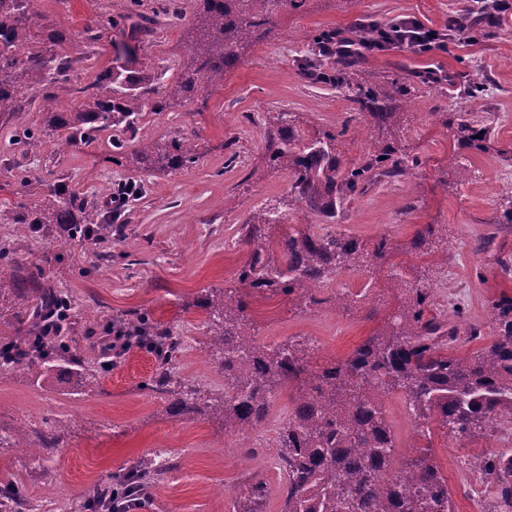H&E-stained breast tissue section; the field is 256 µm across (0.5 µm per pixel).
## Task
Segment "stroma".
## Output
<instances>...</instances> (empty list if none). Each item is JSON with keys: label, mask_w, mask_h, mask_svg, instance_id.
Listing matches in <instances>:
<instances>
[{"label": "stroma", "mask_w": 512, "mask_h": 512, "mask_svg": "<svg viewBox=\"0 0 512 512\" xmlns=\"http://www.w3.org/2000/svg\"><path fill=\"white\" fill-rule=\"evenodd\" d=\"M134 1L157 23L132 68L162 94L189 59L197 0H37L36 10L40 25L74 35L92 26L102 8L118 17ZM475 4L305 0L297 10L277 7L267 36L241 49L223 85L172 99L166 111L144 114L135 144L177 133L199 156L197 163L170 173L114 165L105 133L90 146L60 149L56 139L42 134L44 115L29 105V92H22L24 111L0 114V248H9L15 263L28 271H42L46 287L72 298L64 327L73 354H83L88 338L104 335L118 321L145 314L180 340L166 364L172 379L199 389L203 398L220 397L224 374L210 361L205 312L196 302L205 290L235 284L245 260L243 225L266 201L288 193V172L273 165L265 149V116L292 113L305 135L348 125L343 159L362 158L369 135L350 107L347 87L321 84L306 71L311 38L322 32L345 38L361 21L384 26L408 18L446 36L445 48L418 54L390 45L364 53L362 67L370 81L434 73L435 84L421 87L408 103V123L399 139L419 165L409 177L368 187L343 207L335 225L360 241L384 236L397 246L421 225H443L447 251L425 259L401 253L397 259L408 266L410 281L432 289L436 309L457 327L449 355L468 356L479 343L469 339L467 329L476 326L491 336L493 303L512 298V269H502L512 266V224L500 221L512 207V8L500 13L499 26L484 37L448 38L449 17ZM119 36L112 30L91 46L69 45L72 69L83 83L112 65L111 42ZM475 72L487 78L483 97L461 98L462 77ZM445 112H468L488 126L487 150L459 147L454 128L442 124ZM26 127L37 130V137L16 145ZM18 168L46 182L65 179L70 189L97 203L121 182L135 183L138 193L109 240L78 242L51 226L35 233L14 223L20 199L11 173ZM367 285L372 288L367 299L345 307L328 303L312 309L293 296L252 298L251 332L263 344L306 341L320 361L346 357L398 312L401 292L386 265L371 273L338 274L324 287L328 295L344 288L355 295ZM157 366L153 354L135 348L89 388L79 386L66 368L43 386L25 366L0 367V435L22 428L56 439L54 449L43 455L1 443L0 486L23 485L37 512H57L60 503L66 512H82L95 485L114 480L159 448L174 454L177 466L144 491L139 512H233L227 491L255 474L268 486L264 512H280L281 472L264 457L247 455L239 434L225 430L222 420L206 413L173 415L168 394L142 387ZM383 408L396 444L393 463L399 466L422 439L399 393L387 394ZM431 439L432 458L448 481L454 512H492L494 486L473 480L465 461L490 451L512 454V426L493 425L460 441L436 425Z\"/></svg>", "instance_id": "stroma-1"}]
</instances>
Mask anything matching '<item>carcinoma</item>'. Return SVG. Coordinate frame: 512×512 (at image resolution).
I'll return each instance as SVG.
<instances>
[{
	"label": "carcinoma",
	"instance_id": "cac0c4a2",
	"mask_svg": "<svg viewBox=\"0 0 512 512\" xmlns=\"http://www.w3.org/2000/svg\"><path fill=\"white\" fill-rule=\"evenodd\" d=\"M283 2L296 10L305 0H202L197 17L190 66L170 86L169 95L187 96L200 88L224 82V73L239 61L238 49L262 35L268 23L269 6ZM35 0H0V112H19L20 83L35 75L39 85V110L45 124L67 147L87 146L100 133L119 128L136 134L145 108L162 112L163 97H147L144 78L124 65L102 71L81 101L67 111L55 103V84L67 80L73 59L64 45L72 37L56 27L46 28L34 39ZM102 21L85 30V39L98 42L107 30L119 29L121 58L134 59L142 37L153 31L154 20L139 14L118 19L105 11ZM496 18L480 7L455 17V29L485 34L484 25ZM376 24L355 27L349 41L358 44L379 36ZM23 53H12V46ZM356 57L336 61V74L318 79L353 87L351 102L358 115L372 126L376 141L358 162L349 166L340 158L338 146L349 131L318 129L303 136L288 112H273L266 126V150L270 161L288 171V195L256 212L244 224L242 244L248 257L237 280L271 296L296 295L304 304L319 306L321 287L331 277L362 271L374 263L386 264L393 254L382 237L369 244L342 233H317L311 227L294 225L279 238L269 229L287 223V211L296 205L329 221L336 211L363 193L380 178L400 180L412 174L418 159L398 149L395 131L401 109L411 93L418 91L403 79L369 82L358 78ZM457 123V140L469 149L486 150L490 128L477 120L456 115L443 125ZM114 161L144 172H172L193 165L198 156L186 140L177 136L127 150L122 141H112ZM19 194L37 196L33 204H19L24 224H54L70 239L104 241L112 235L113 215L93 221L94 207L72 193L58 180L45 183L26 174L16 179ZM440 234L432 224L417 229L407 249L428 254L431 239ZM396 286L406 292L400 312L387 329L367 337L349 356L314 366L311 349L302 341L263 345L250 333V302L236 289L206 291L200 307L208 314L205 325L214 359L224 370V395L209 401L196 390L183 392L176 412H208L224 421V428L240 432L257 426L267 415L270 397L288 389L293 409L278 433L279 466L285 472L281 512H454L448 483L430 456L429 447L388 474L395 443L387 423L382 398L387 392H402L418 428L434 421L463 438L488 424L505 425L512 420V298L493 304L496 332L488 344L467 357H451L444 346L455 340L457 328L429 314L431 290L409 283L395 272ZM18 285H0V299L12 295L19 302L10 334L0 336V365L23 364L43 384L51 383L52 360L75 366L79 383L93 382L82 359L68 351L61 338L62 322H46L53 303L69 304L52 288L17 275ZM128 326L141 336V347L150 349L169 339L151 322L136 318ZM165 466L149 456L118 477L123 485L142 488L147 477ZM471 471L500 489L501 502L512 508V457L504 454L474 458ZM266 484L248 480L235 500L234 512H263ZM22 495L12 486L0 488V512H18Z\"/></svg>",
	"mask_w": 512,
	"mask_h": 512
}]
</instances>
